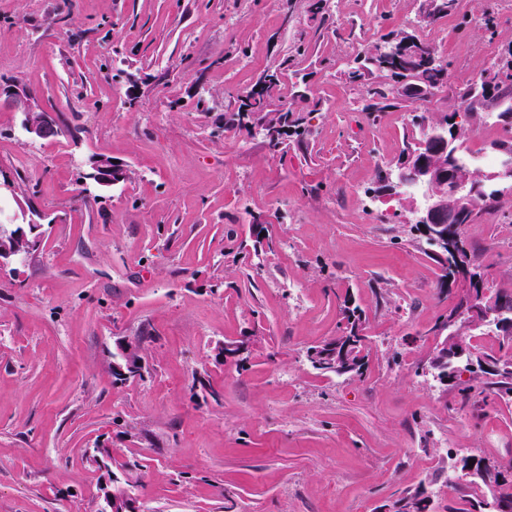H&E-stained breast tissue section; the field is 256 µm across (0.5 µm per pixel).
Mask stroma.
Instances as JSON below:
<instances>
[{
    "label": "stroma",
    "instance_id": "1",
    "mask_svg": "<svg viewBox=\"0 0 512 512\" xmlns=\"http://www.w3.org/2000/svg\"><path fill=\"white\" fill-rule=\"evenodd\" d=\"M0 0V88H25L58 134L34 141L0 99V215H44L31 257L0 270V512H97L104 473L128 477L142 512H376L427 484L443 447L512 459V405L440 395L425 364L456 297L398 198L362 203L419 138L416 112L460 111L446 89L371 120L342 71L389 31L422 34L423 0ZM494 17L495 38L463 34ZM454 87L512 44V0H458L432 35ZM277 101L318 100L287 153L225 130L264 69ZM330 57L335 68H322ZM124 162L107 191L89 161ZM499 221L462 233L493 289L512 291V194ZM388 215L371 223L370 212ZM263 224L270 249L232 255ZM367 314L365 379L323 375L309 346L336 334L344 295ZM257 336L247 362L220 343ZM139 377L117 380L120 339Z\"/></svg>",
    "mask_w": 512,
    "mask_h": 512
}]
</instances>
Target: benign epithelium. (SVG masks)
<instances>
[{
  "mask_svg": "<svg viewBox=\"0 0 512 512\" xmlns=\"http://www.w3.org/2000/svg\"><path fill=\"white\" fill-rule=\"evenodd\" d=\"M8 94L13 111L22 114V125L31 139H48L57 132L54 116L35 109L24 91L15 87ZM447 155L448 124L444 123L420 145V150L405 153L386 174L383 184L397 188L415 185L427 189V203L414 211V224L429 235L434 244L448 251L452 271L448 281L470 294L468 319L457 323L450 332L443 327L436 332L439 337L451 334L454 346L448 357L454 358L460 352L461 337L467 335L469 327L480 324L501 332L512 328V306L488 290L486 277L480 269L461 261L462 243L458 235L448 228L450 224L461 227L470 222L473 208L469 198L463 196L467 189L476 191L483 188L489 177L497 178L504 184L512 182V153L500 151L496 170L490 174L465 165L439 162ZM87 176L96 184L111 187L128 179V169L122 162L114 163L109 157L98 156L91 161V171ZM41 228L42 225L31 217L26 223L12 225L11 232L0 236V270L33 252L37 238L31 237V234ZM253 344L254 338L240 337L224 343L218 355L226 362H241ZM132 348L133 344L128 341L121 343L120 360L112 362L114 374L121 379L135 377L141 372L142 361L133 362L126 358ZM134 510L136 507L129 491L118 479H112V488L105 491L104 506L100 512Z\"/></svg>",
  "mask_w": 512,
  "mask_h": 512,
  "instance_id": "obj_1",
  "label": "benign epithelium"
}]
</instances>
